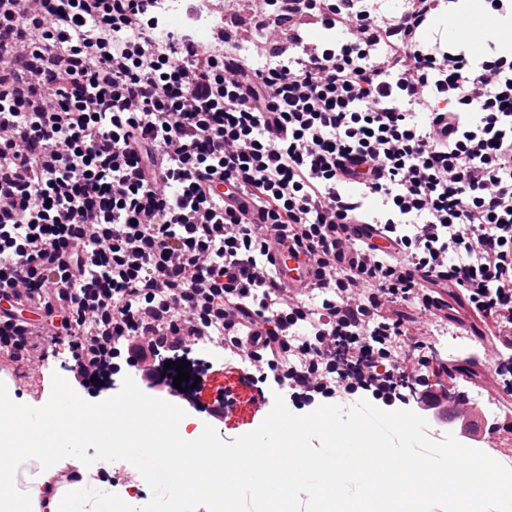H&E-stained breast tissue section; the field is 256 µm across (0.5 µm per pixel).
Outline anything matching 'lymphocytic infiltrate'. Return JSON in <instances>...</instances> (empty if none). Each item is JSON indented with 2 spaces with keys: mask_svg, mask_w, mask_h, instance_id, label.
I'll list each match as a JSON object with an SVG mask.
<instances>
[{
  "mask_svg": "<svg viewBox=\"0 0 512 512\" xmlns=\"http://www.w3.org/2000/svg\"><path fill=\"white\" fill-rule=\"evenodd\" d=\"M150 2L0 0V359L36 369L64 343L80 385L118 359L168 399L178 390L162 356L219 332L225 355L295 409L409 406L482 447L487 415L449 410L429 380L447 362L404 325L414 312L456 324L440 304L452 287L472 316L512 330V64L449 54L442 107L418 44L432 0L385 29L380 62L358 65L367 21L345 4L324 21L353 34L347 50L265 72L187 38L161 54L132 47ZM349 184L387 199L392 217H374ZM340 222L378 228L393 252L346 266ZM272 228L317 259L322 300L270 284ZM260 320L266 335L248 349Z\"/></svg>",
  "mask_w": 512,
  "mask_h": 512,
  "instance_id": "1",
  "label": "lymphocytic infiltrate"
}]
</instances>
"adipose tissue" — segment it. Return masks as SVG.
Segmentation results:
<instances>
[{
    "label": "adipose tissue",
    "mask_w": 512,
    "mask_h": 512,
    "mask_svg": "<svg viewBox=\"0 0 512 512\" xmlns=\"http://www.w3.org/2000/svg\"><path fill=\"white\" fill-rule=\"evenodd\" d=\"M78 465L80 481H56L66 463ZM0 512H10L16 493H23L27 512H112V487L97 480L81 449L57 447L39 459L34 468L20 469L18 462L0 467Z\"/></svg>",
    "instance_id": "ef3b65f1"
}]
</instances>
